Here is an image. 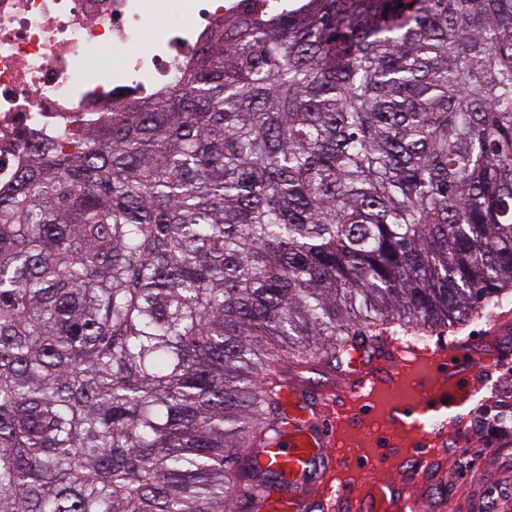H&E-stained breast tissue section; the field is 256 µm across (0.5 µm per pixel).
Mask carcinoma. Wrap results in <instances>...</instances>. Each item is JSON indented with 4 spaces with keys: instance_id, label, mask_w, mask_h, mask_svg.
<instances>
[{
    "instance_id": "carcinoma-1",
    "label": "carcinoma",
    "mask_w": 512,
    "mask_h": 512,
    "mask_svg": "<svg viewBox=\"0 0 512 512\" xmlns=\"http://www.w3.org/2000/svg\"><path fill=\"white\" fill-rule=\"evenodd\" d=\"M0 189V512H233L285 388L512 291V0H283Z\"/></svg>"
}]
</instances>
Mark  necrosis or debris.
Here are the masks:
<instances>
[{
  "mask_svg": "<svg viewBox=\"0 0 512 512\" xmlns=\"http://www.w3.org/2000/svg\"><path fill=\"white\" fill-rule=\"evenodd\" d=\"M250 0H0V187L115 99L170 90ZM119 56L105 66L106 54Z\"/></svg>",
  "mask_w": 512,
  "mask_h": 512,
  "instance_id": "4bbe7bcc",
  "label": "necrosis or debris"
}]
</instances>
